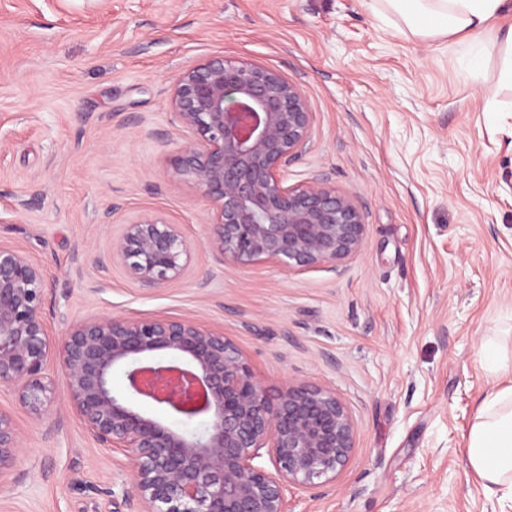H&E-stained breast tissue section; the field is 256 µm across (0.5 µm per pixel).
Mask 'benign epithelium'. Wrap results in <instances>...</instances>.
<instances>
[{
  "label": "benign epithelium",
  "mask_w": 512,
  "mask_h": 512,
  "mask_svg": "<svg viewBox=\"0 0 512 512\" xmlns=\"http://www.w3.org/2000/svg\"><path fill=\"white\" fill-rule=\"evenodd\" d=\"M171 104L186 142L174 173L216 204L219 261L287 267L334 264L363 245L354 202L326 183L288 186L282 171L306 145L312 113L300 89L260 67L212 57L179 74ZM190 245L177 224H126L112 258L147 288L182 270ZM43 274L23 252L0 245V387L29 415L47 414L56 355L71 409L104 448L129 460L141 512H287L284 491L336 477L356 443L355 423L332 392L287 384L275 398L224 333L189 319L91 316L52 342L41 317ZM184 357L163 364L155 353ZM124 370L125 390L112 389ZM146 401L192 420L203 433L142 412ZM22 432L0 412V477L17 466ZM268 455L275 472L258 463Z\"/></svg>",
  "instance_id": "7a95c632"
}]
</instances>
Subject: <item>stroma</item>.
I'll list each match as a JSON object with an SVG mask.
<instances>
[{
	"label": "stroma",
	"mask_w": 512,
	"mask_h": 512,
	"mask_svg": "<svg viewBox=\"0 0 512 512\" xmlns=\"http://www.w3.org/2000/svg\"><path fill=\"white\" fill-rule=\"evenodd\" d=\"M424 42L371 0H0V244L44 276L60 340L90 315L189 318L222 331L277 395L330 390L356 448L335 480L291 486L287 512H512L467 460L470 425L498 382L481 351L512 336V115L499 60ZM213 56L272 70L312 114L284 177L355 203L359 253L336 266L219 261L214 204L177 178L187 141L171 86ZM159 218L191 244L159 288L111 261L126 223ZM56 398L40 419L0 389L23 434L0 512H139L119 449Z\"/></svg>",
	"instance_id": "obj_1"
}]
</instances>
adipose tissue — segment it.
Returning a JSON list of instances; mask_svg holds the SVG:
<instances>
[{
	"label": "adipose tissue",
	"instance_id": "adipose-tissue-1",
	"mask_svg": "<svg viewBox=\"0 0 512 512\" xmlns=\"http://www.w3.org/2000/svg\"><path fill=\"white\" fill-rule=\"evenodd\" d=\"M413 36L468 46L479 65L489 52L501 60L499 83L512 87V0H380ZM468 462L487 498L512 501V385L490 391L469 430Z\"/></svg>",
	"mask_w": 512,
	"mask_h": 512
}]
</instances>
